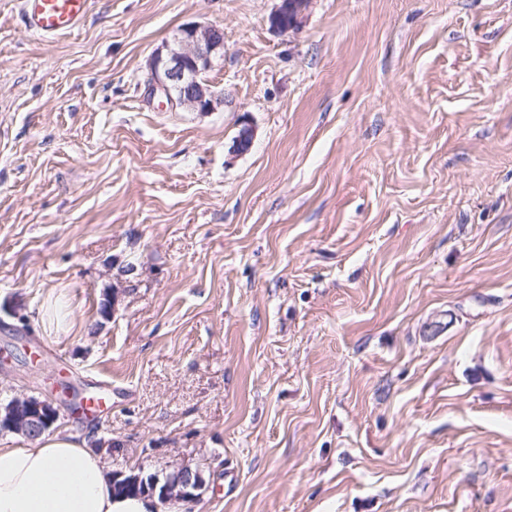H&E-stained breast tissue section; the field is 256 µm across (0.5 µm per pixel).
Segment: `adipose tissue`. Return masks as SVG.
<instances>
[{
	"mask_svg": "<svg viewBox=\"0 0 512 512\" xmlns=\"http://www.w3.org/2000/svg\"><path fill=\"white\" fill-rule=\"evenodd\" d=\"M153 501L116 495L102 457L76 435L0 446V512H153Z\"/></svg>",
	"mask_w": 512,
	"mask_h": 512,
	"instance_id": "adipose-tissue-1",
	"label": "adipose tissue"
}]
</instances>
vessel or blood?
<instances>
[{"label":"vessel or blood","mask_w":512,"mask_h":512,"mask_svg":"<svg viewBox=\"0 0 512 512\" xmlns=\"http://www.w3.org/2000/svg\"><path fill=\"white\" fill-rule=\"evenodd\" d=\"M90 0H20L28 32L52 38L79 30L86 22Z\"/></svg>","instance_id":"b4317fda"}]
</instances>
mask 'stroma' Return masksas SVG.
Segmentation results:
<instances>
[{"label": "stroma", "instance_id": "stroma-1", "mask_svg": "<svg viewBox=\"0 0 512 512\" xmlns=\"http://www.w3.org/2000/svg\"><path fill=\"white\" fill-rule=\"evenodd\" d=\"M279 3L0 0V397L111 383L57 432L193 512H512V0ZM191 22L210 112L145 85ZM90 0H21L20 10L28 32L52 38L79 30L86 22ZM309 2L310 0H281L277 9L269 17L271 27L280 32H287L297 27L299 17L306 10ZM143 483L146 489V495L158 499L160 504H166L170 501H180L183 503H193L196 501L197 491L202 485L203 479L198 471H193L188 466H183L166 475L163 479L157 475H152L148 479L141 476L134 477L127 481V484L139 486Z\"/></svg>", "mask_w": 512, "mask_h": 512}]
</instances>
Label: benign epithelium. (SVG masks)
Instances as JSON below:
<instances>
[{
  "label": "benign epithelium",
  "instance_id": "7a95c632",
  "mask_svg": "<svg viewBox=\"0 0 512 512\" xmlns=\"http://www.w3.org/2000/svg\"><path fill=\"white\" fill-rule=\"evenodd\" d=\"M310 0H280L269 17L271 27L280 32L297 27L300 15ZM224 55V30L199 22L181 26L173 39L152 55L149 63L148 85L154 95L165 99L173 110L187 108L209 112L214 108L216 93L203 74L213 66L216 56ZM15 411L8 426L15 432L35 437L47 431L55 422L58 410L51 401L42 403L30 397L17 398ZM201 474L183 466L160 478L139 476L132 485H144L146 495L161 504L170 501L193 503L202 485Z\"/></svg>",
  "mask_w": 512,
  "mask_h": 512
}]
</instances>
